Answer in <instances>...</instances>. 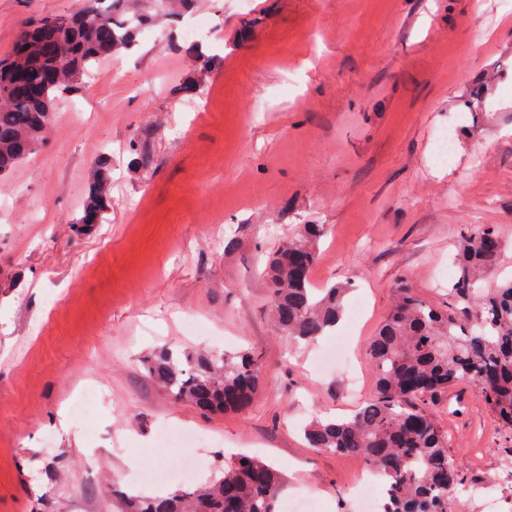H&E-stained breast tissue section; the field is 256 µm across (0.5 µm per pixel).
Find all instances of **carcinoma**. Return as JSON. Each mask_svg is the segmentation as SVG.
<instances>
[{"instance_id": "cac0c4a2", "label": "carcinoma", "mask_w": 512, "mask_h": 512, "mask_svg": "<svg viewBox=\"0 0 512 512\" xmlns=\"http://www.w3.org/2000/svg\"><path fill=\"white\" fill-rule=\"evenodd\" d=\"M127 0H88L74 16L44 17L23 32L0 60V174L13 169L44 141L53 107L102 57L114 55L142 25ZM54 73L42 97L10 90L12 71ZM109 167L99 160L80 223L105 221L111 200ZM321 224H306L302 239L278 250L266 268L278 335L300 343L336 326L345 289L315 288L312 242ZM502 241L495 227L469 225L461 232L448 308L421 299L406 283L395 286V305L369 346L376 395L345 418L314 420L303 429L306 445L319 452L355 456L382 478L381 512H448V497L465 483L463 464L448 454V433L432 407L448 388L470 383L499 427L512 432V279L482 290L495 268ZM147 374L173 402L209 413L245 412L268 374L260 359L240 349L224 357L163 349ZM283 478L266 462L247 456L224 465L212 484L176 487L162 495L124 496V512H280Z\"/></svg>"}]
</instances>
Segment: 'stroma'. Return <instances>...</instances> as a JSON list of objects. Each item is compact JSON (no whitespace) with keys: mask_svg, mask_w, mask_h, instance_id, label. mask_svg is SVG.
<instances>
[{"mask_svg":"<svg viewBox=\"0 0 512 512\" xmlns=\"http://www.w3.org/2000/svg\"><path fill=\"white\" fill-rule=\"evenodd\" d=\"M189 0L177 13L134 0L148 20L129 50L101 58L63 94L45 143L0 175V512H96L135 489L159 426L214 436L195 483L262 457L325 512H356L359 461L308 448L302 424L373 398L367 349L399 279L437 308L460 228L496 225L504 248L484 278L512 276V0ZM84 0H0V56L31 21ZM211 26L188 39L197 19ZM453 129L450 166L434 161ZM108 159L104 223L79 219ZM306 224L316 287L365 298L350 334L358 393L315 374L329 336L276 335L263 274ZM246 348L270 379L243 413L179 405L148 377L164 348ZM106 392L90 426L69 413L87 385ZM466 488L486 486L506 442L475 390L437 407Z\"/></svg>","mask_w":512,"mask_h":512,"instance_id":"obj_1","label":"stroma"}]
</instances>
